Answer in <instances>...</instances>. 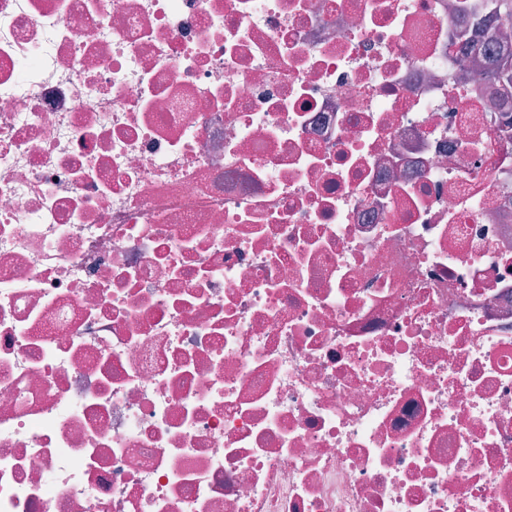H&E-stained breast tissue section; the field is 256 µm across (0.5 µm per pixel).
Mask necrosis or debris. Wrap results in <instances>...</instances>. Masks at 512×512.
Listing matches in <instances>:
<instances>
[{
  "label": "necrosis or debris",
  "mask_w": 512,
  "mask_h": 512,
  "mask_svg": "<svg viewBox=\"0 0 512 512\" xmlns=\"http://www.w3.org/2000/svg\"><path fill=\"white\" fill-rule=\"evenodd\" d=\"M484 9L0 0V512H512Z\"/></svg>",
  "instance_id": "necrosis-or-debris-1"
}]
</instances>
